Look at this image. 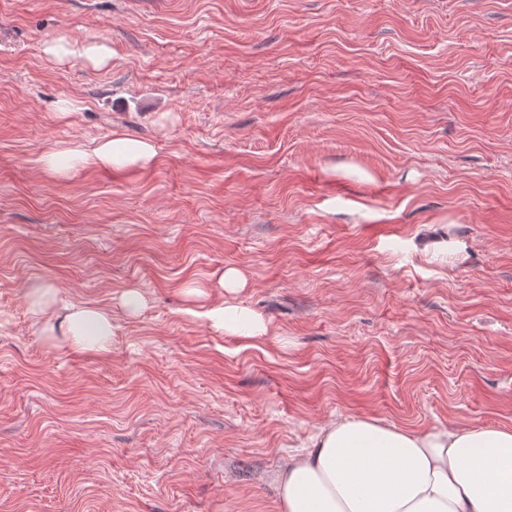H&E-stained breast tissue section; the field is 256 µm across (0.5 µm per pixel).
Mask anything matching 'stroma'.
Segmentation results:
<instances>
[{"label":"stroma","mask_w":512,"mask_h":512,"mask_svg":"<svg viewBox=\"0 0 512 512\" xmlns=\"http://www.w3.org/2000/svg\"><path fill=\"white\" fill-rule=\"evenodd\" d=\"M116 134L154 164L40 162ZM348 415L512 428V0H0V512H279ZM44 53L48 59L53 62L64 63L70 58H84L94 67H101L107 64L112 56V50L109 46L102 43H70L63 42L61 39L52 41L44 47ZM32 317L38 322L52 323L50 330L70 339L76 346L97 345L107 349L112 341V313L90 304H67L57 307V299L49 287L33 284L28 292ZM53 318L51 322H48ZM86 336H94L88 339ZM228 309L224 306L212 307L205 311L204 316L217 330L232 331L248 338L264 336L267 327L256 314L245 308L232 307L233 313L228 315Z\"/></svg>","instance_id":"1"}]
</instances>
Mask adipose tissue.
<instances>
[{
    "instance_id": "ef3b65f1",
    "label": "adipose tissue",
    "mask_w": 512,
    "mask_h": 512,
    "mask_svg": "<svg viewBox=\"0 0 512 512\" xmlns=\"http://www.w3.org/2000/svg\"><path fill=\"white\" fill-rule=\"evenodd\" d=\"M44 52L54 62L79 57L93 66L107 64L109 46L52 41ZM151 142L121 135L90 149L52 151L45 166L67 163L102 168H145L153 164ZM37 321L76 346L107 349L112 314L90 304L58 305L42 284L28 292ZM211 326L248 338L266 333L265 323L245 308L213 307L205 312ZM280 512H512V428L448 424L410 430L370 417L343 416L322 426L290 455L273 477Z\"/></svg>"
}]
</instances>
